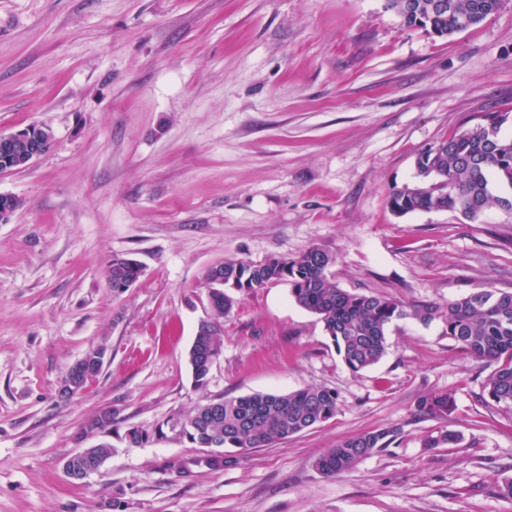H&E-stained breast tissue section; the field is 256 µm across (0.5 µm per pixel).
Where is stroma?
I'll list each match as a JSON object with an SVG mask.
<instances>
[{
    "mask_svg": "<svg viewBox=\"0 0 512 512\" xmlns=\"http://www.w3.org/2000/svg\"><path fill=\"white\" fill-rule=\"evenodd\" d=\"M512 111V0L438 38L386 0H0V133H53L0 173L21 208L0 223V512H512V412L486 404L489 366L442 320H399L374 366L351 372L285 283L243 296L209 383L187 352L210 316L205 271L321 246L339 288L440 305L512 291V216L471 223L387 205L417 156L486 112ZM143 272L109 288L113 257ZM108 347L97 382L61 401L67 369ZM328 387L334 418L221 471L172 438L127 446L204 398ZM451 393L447 420L419 398ZM115 419L112 454L64 474L77 429ZM401 425L386 451L327 478L314 462L362 431ZM454 447L427 448L440 427Z\"/></svg>",
    "mask_w": 512,
    "mask_h": 512,
    "instance_id": "stroma-1",
    "label": "stroma"
}]
</instances>
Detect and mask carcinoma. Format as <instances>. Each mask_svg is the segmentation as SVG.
<instances>
[{
  "mask_svg": "<svg viewBox=\"0 0 512 512\" xmlns=\"http://www.w3.org/2000/svg\"><path fill=\"white\" fill-rule=\"evenodd\" d=\"M404 0H387L408 28H419L440 38H449L484 22L496 13L502 0H448V11L431 8L434 0H414L411 12L399 9ZM512 114L488 112L483 121L467 126L438 142L417 158L415 180L389 193L392 212L404 216L417 211L448 212L477 222L494 209L512 214V136L501 134ZM336 256L313 246L294 258L269 257L260 263L226 259L217 270H208L212 285L209 325L196 330L188 350V363L196 388L209 381L216 356L221 351V320L234 308L238 296L270 284L286 282L294 301L319 316L346 367L358 373L376 364L387 352V332L401 319L429 324L443 319L445 334L468 360L495 365L485 386L483 400L491 405L512 407V292L484 288L454 301L447 308L419 302L404 305L379 295L352 293L336 286L331 268ZM142 269L136 261L115 257L106 277L114 292L132 287ZM454 398L446 392L422 396L418 414L445 420L454 410ZM338 394L325 387H308L286 394L254 393L206 399L183 418L169 419L152 431L131 427L125 440L132 446L159 441L167 434L197 448L219 447V455H201L187 461L168 463L182 479L195 470L220 471L234 461L243 448H269L314 428L336 416ZM108 409L97 411L79 429L77 436H97L112 431ZM402 433V427L357 433L336 444L315 460L325 477L353 471L364 459L386 450ZM459 436L441 428L425 437L427 448L458 444ZM112 447L100 443L90 449L80 467L102 468Z\"/></svg>",
  "mask_w": 512,
  "mask_h": 512,
  "instance_id": "carcinoma-1",
  "label": "carcinoma"
}]
</instances>
